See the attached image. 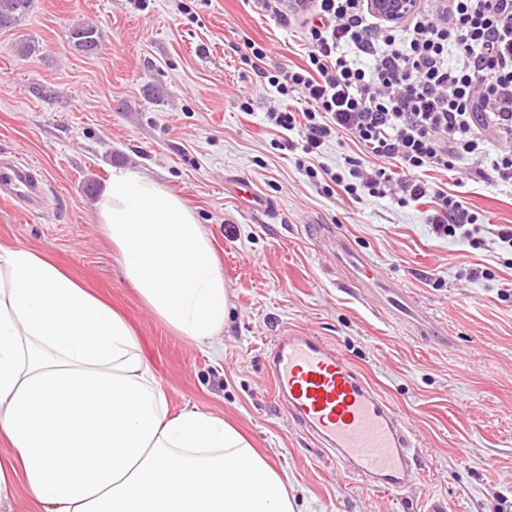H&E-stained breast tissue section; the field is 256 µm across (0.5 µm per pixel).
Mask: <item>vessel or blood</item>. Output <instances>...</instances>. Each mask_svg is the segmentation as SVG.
<instances>
[{"mask_svg": "<svg viewBox=\"0 0 512 512\" xmlns=\"http://www.w3.org/2000/svg\"><path fill=\"white\" fill-rule=\"evenodd\" d=\"M227 191L248 210L274 209L249 181L233 180ZM44 193L38 165L18 156L0 160L1 201L35 206ZM336 258L356 287L389 292L377 266L345 239L336 241ZM265 369L278 404L338 467L392 493L402 492L416 479L413 433L336 346L312 332L291 330L272 340Z\"/></svg>", "mask_w": 512, "mask_h": 512, "instance_id": "1", "label": "vessel or blood"}]
</instances>
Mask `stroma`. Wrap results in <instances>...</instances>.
I'll return each mask as SVG.
<instances>
[{
  "mask_svg": "<svg viewBox=\"0 0 512 512\" xmlns=\"http://www.w3.org/2000/svg\"><path fill=\"white\" fill-rule=\"evenodd\" d=\"M95 25L96 54L70 42ZM265 43L268 72L301 62L303 28L243 0H34L0 30V157L35 162L49 187L36 214L0 203V244L46 251L121 312L170 414L224 418L287 474L302 512H512V248L436 237L425 206L326 195L279 147L297 132L265 121L277 94L241 60ZM36 45L20 56L21 42ZM179 194L211 236L230 291L219 354L174 334L124 279L94 202L113 168ZM249 180L276 205L242 211L225 179ZM469 205L512 225V188L468 182ZM346 239L411 296L430 335L365 301L331 244ZM485 271L472 281L470 269ZM307 329L334 343L413 431L421 471L387 493L330 463L278 405L268 343Z\"/></svg>",
  "mask_w": 512,
  "mask_h": 512,
  "instance_id": "stroma-1",
  "label": "stroma"
}]
</instances>
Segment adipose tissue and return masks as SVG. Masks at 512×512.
I'll list each match as a JSON object with an SVG mask.
<instances>
[{
  "label": "adipose tissue",
  "instance_id": "obj_1",
  "mask_svg": "<svg viewBox=\"0 0 512 512\" xmlns=\"http://www.w3.org/2000/svg\"><path fill=\"white\" fill-rule=\"evenodd\" d=\"M126 280L165 325L208 345L229 289L176 193L114 169L95 202ZM0 512H300L287 476L223 419L170 415L127 320L46 253L0 246Z\"/></svg>",
  "mask_w": 512,
  "mask_h": 512
}]
</instances>
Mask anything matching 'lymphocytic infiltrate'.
I'll return each mask as SVG.
<instances>
[{"instance_id":"1","label":"lymphocytic infiltrate","mask_w":512,"mask_h":512,"mask_svg":"<svg viewBox=\"0 0 512 512\" xmlns=\"http://www.w3.org/2000/svg\"><path fill=\"white\" fill-rule=\"evenodd\" d=\"M283 27L306 30L304 61L269 73L264 44L242 56L295 109L268 114L298 131L283 147L322 191L354 202L428 205L440 237L483 244V232L512 247V226L488 229L461 189L479 178L512 187V0H416L401 22L378 16L370 0H252ZM358 149L332 171L318 158L326 142ZM450 175L448 192L428 177Z\"/></svg>"}]
</instances>
